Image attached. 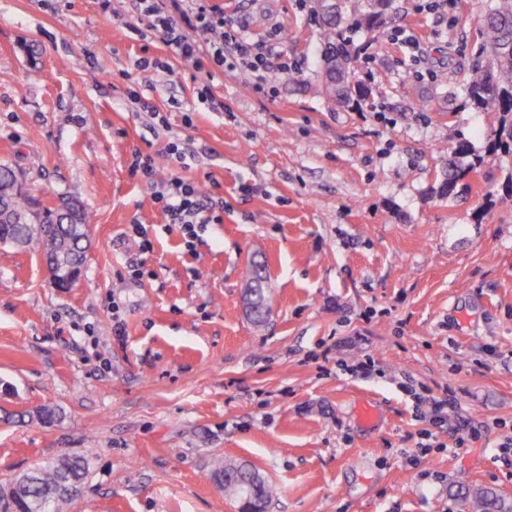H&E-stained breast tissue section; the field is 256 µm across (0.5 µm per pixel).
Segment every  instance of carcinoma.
I'll use <instances>...</instances> for the list:
<instances>
[{
  "label": "carcinoma",
  "mask_w": 512,
  "mask_h": 512,
  "mask_svg": "<svg viewBox=\"0 0 512 512\" xmlns=\"http://www.w3.org/2000/svg\"><path fill=\"white\" fill-rule=\"evenodd\" d=\"M368 0H336L323 3L312 0V12L325 32L322 87L328 99L340 107H358L365 99L360 83L353 79L351 64L360 48L355 44L359 32L379 30L384 14L373 13ZM480 32L486 50L485 59L473 66L459 86L464 105L477 112L497 116V128L487 142L486 152L512 151V0H489L480 18ZM471 153L470 142L462 138L448 161V170L440 186L443 196L453 194L458 183L476 168L457 161ZM91 215L76 205L69 211L46 206L24 195L18 187V175L0 164V244L26 246L33 242L46 245L51 255L64 257L69 267L81 270L85 261V241ZM243 294L253 306L254 325L265 323L270 311V295L261 267L251 265L243 277ZM92 452L63 456L51 464L40 465L21 476L22 486L4 512H65L72 501L56 496L61 481H85L90 475ZM213 475L224 493L239 502L242 512H260L273 497L272 487L258 470L242 462L222 457L214 461ZM462 512H512V502L491 489L466 492L460 497Z\"/></svg>",
  "instance_id": "1"
}]
</instances>
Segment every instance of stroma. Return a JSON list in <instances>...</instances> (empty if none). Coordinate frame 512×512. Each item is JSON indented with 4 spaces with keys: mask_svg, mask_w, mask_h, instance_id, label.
<instances>
[{
    "mask_svg": "<svg viewBox=\"0 0 512 512\" xmlns=\"http://www.w3.org/2000/svg\"><path fill=\"white\" fill-rule=\"evenodd\" d=\"M207 2L292 70L271 67L260 91L217 73L214 110L134 0H0V164L42 203L71 196L92 215L69 288L38 247L0 245V483L92 448L68 512H237L217 456L276 487L269 512H460L462 486L512 501V153L486 154L495 116L456 89L481 58L487 0L444 14L392 0L382 29L355 37L358 110L322 91L310 0ZM397 28L418 61L387 39ZM461 136L483 162L443 199ZM137 151L223 203L193 248L132 173ZM255 262L262 327L242 299ZM412 387L458 400L422 456ZM45 406L60 422L37 420ZM253 306V317L250 319L255 326L265 323L270 311V295L266 277L262 275L261 267L252 264L243 277V292Z\"/></svg>",
    "mask_w": 512,
    "mask_h": 512,
    "instance_id": "1",
    "label": "stroma"
}]
</instances>
